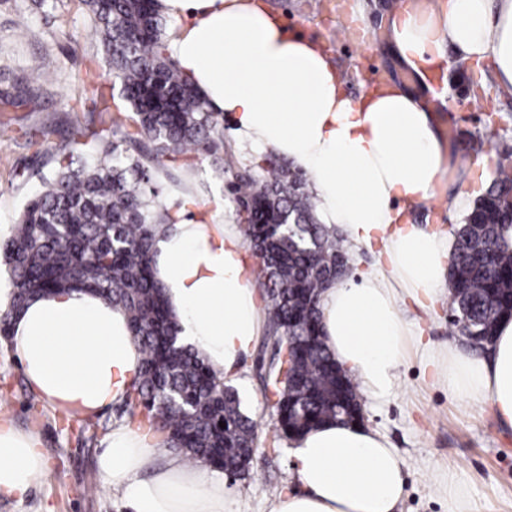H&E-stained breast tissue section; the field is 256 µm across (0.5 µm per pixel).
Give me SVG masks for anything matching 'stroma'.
Returning <instances> with one entry per match:
<instances>
[{"label":"stroma","instance_id":"obj_1","mask_svg":"<svg viewBox=\"0 0 512 512\" xmlns=\"http://www.w3.org/2000/svg\"><path fill=\"white\" fill-rule=\"evenodd\" d=\"M283 22L323 43L352 95L385 80L413 93L432 117L444 145L448 172L435 199L410 208L412 223L451 230L463 213L448 206L463 189L473 166L465 156L470 134L489 138L494 148L512 146V94L491 73L477 93L466 90L473 74L459 61L445 81L424 82L393 52L389 21L406 0H265ZM98 39L87 22L83 0H0V232L13 228L23 200L42 188L65 142L68 128L90 113L72 111L91 73L110 86L106 68L96 67ZM56 132L35 141L44 122ZM230 173L207 162L194 163L185 180L201 201L226 192ZM257 356L245 359L235 382L242 410L258 422L257 452L248 477L225 482L237 495L238 512H264L291 479L288 439L276 427L272 398L266 397ZM366 425L380 430L405 464L400 512H445L436 475H454L479 512H512V431L493 412L449 397L446 387L409 357L399 372V388L387 402L363 399ZM131 410L116 405L102 412L95 432L86 420L62 419L32 393L8 344L0 341V417L35 435L52 472L21 501L0 499V512H119L116 492L102 488L96 460L112 425L130 422Z\"/></svg>","mask_w":512,"mask_h":512}]
</instances>
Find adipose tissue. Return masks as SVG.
Returning a JSON list of instances; mask_svg holds the SVG:
<instances>
[{"mask_svg":"<svg viewBox=\"0 0 512 512\" xmlns=\"http://www.w3.org/2000/svg\"><path fill=\"white\" fill-rule=\"evenodd\" d=\"M177 21L169 55L211 107L226 114L243 159L273 154L310 178L321 223L347 248L377 247L376 265L323 289L320 332L336 363L366 397L393 398L399 370L415 352L452 398L489 406L512 429V318L499 321L482 356L425 340L411 307L435 312L452 250L442 230L409 221L407 209L436 195L447 158L424 105L398 87L351 95L337 66L313 40L288 29L264 0H159ZM391 41L418 74L454 60L490 61L512 85V0H439L391 19ZM210 223L162 226L155 273L182 337L226 379L238 378L265 328L241 225L223 224L224 199ZM0 276V315L11 313L10 346L27 384L50 407L73 416L124 402L143 355L126 314L91 293L59 290L12 312ZM294 486L268 512H395L404 462L387 437L366 425L327 421L291 436ZM49 472L40 440L0 421V497H27ZM100 485L125 512H236L224 472L159 452L157 437L119 424L98 457Z\"/></svg>","mask_w":512,"mask_h":512,"instance_id":"1","label":"adipose tissue"}]
</instances>
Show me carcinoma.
I'll list each match as a JSON object with an SVG mask.
<instances>
[{"label": "carcinoma", "instance_id": "obj_1", "mask_svg": "<svg viewBox=\"0 0 512 512\" xmlns=\"http://www.w3.org/2000/svg\"><path fill=\"white\" fill-rule=\"evenodd\" d=\"M111 89H84L97 125L68 130L52 177L0 237V265L13 288L12 311L33 296L64 288L94 292L123 308L144 354L125 405L144 409L141 423L166 447L237 477L257 451V422L240 410L233 387L181 344L163 288L153 272V244L163 224L178 222L187 192L181 173L196 160L232 172L229 192L245 240L258 258L267 310L266 341L277 344L263 387L285 435L343 418L361 419L354 379L331 360L319 337L317 301L342 279L343 239L320 223L305 172L274 157L239 167L224 141V113L214 111L167 53L159 0H83ZM473 136L466 155L491 154ZM481 189L453 231L449 273L453 332L475 346L490 341L499 319L512 316V148L498 152ZM225 423L222 428L219 423Z\"/></svg>", "mask_w": 512, "mask_h": 512}]
</instances>
